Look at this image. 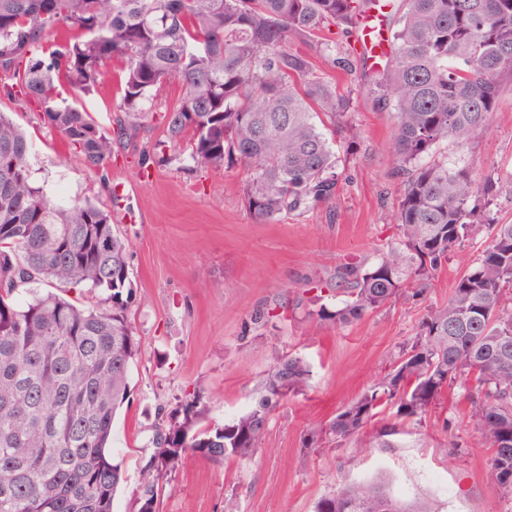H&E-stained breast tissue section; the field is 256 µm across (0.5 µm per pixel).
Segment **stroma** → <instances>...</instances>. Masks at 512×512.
<instances>
[{
    "label": "stroma",
    "instance_id": "35a3bbf8",
    "mask_svg": "<svg viewBox=\"0 0 512 512\" xmlns=\"http://www.w3.org/2000/svg\"><path fill=\"white\" fill-rule=\"evenodd\" d=\"M313 63L338 82L360 138L351 144L336 135L341 177L332 203L269 224L256 223L244 204L239 161L220 172L140 166L142 153L163 138L161 115L177 102V86L161 89L140 139L118 149L103 175L87 170L35 107L0 97V110L31 137L32 178L47 197L113 207V189L124 193L114 218L130 245L129 318L140 355L113 423L110 454L125 476L113 512H133L152 439L186 400L205 409V423L230 421L254 406L265 371L286 356L308 364V386L272 413L252 460L188 458L169 475L159 512H315L344 483L371 478L389 482L404 500H428L436 512H512L460 389L445 393L421 420L397 424L383 414L356 438L339 442L327 434L336 413L387 373L427 309L447 301L486 235L455 250L424 297L399 299L344 328L308 322L300 304L311 298L313 283L334 277L346 262H377L393 241L401 192L390 153L392 112L377 108L360 72L344 74L319 56ZM121 76L120 61H109L94 92L76 95L63 85L59 100L79 102L110 127ZM444 153L449 167L470 166L479 179L512 171V77L488 128ZM261 309L274 313L272 324L253 323ZM315 431L322 440L312 441Z\"/></svg>",
    "mask_w": 512,
    "mask_h": 512
}]
</instances>
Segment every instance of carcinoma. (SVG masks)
I'll list each match as a JSON object with an SVG mask.
<instances>
[{"mask_svg": "<svg viewBox=\"0 0 512 512\" xmlns=\"http://www.w3.org/2000/svg\"><path fill=\"white\" fill-rule=\"evenodd\" d=\"M371 18L388 33L389 49L364 78L378 108L394 111L391 148L403 175L396 238L378 262L344 264L317 285L342 299L306 310L307 319L346 327L417 297L478 230L489 242L329 433L350 439L384 410L418 419L457 387L491 449V476L512 501V224L498 223L488 200L492 191L512 195V173L493 172L481 185L465 166L423 161L488 128L502 78L512 76V0H0V87L34 103L84 166L102 173L115 147L138 137L161 87L175 83L180 97L162 115L159 160L187 159L202 171L240 161L245 205L267 223L335 198V134L350 107L290 43L304 39L345 67L357 50L326 31L351 37ZM55 31L68 37L47 42ZM111 58L124 69L120 109L105 129L78 104H60L54 89L91 93ZM30 149L26 131L0 112V512H113L124 477L110 459L112 424L140 353L129 319L130 246L104 207L48 199L32 180ZM45 282L101 291L104 305L80 307L40 291ZM308 378L303 359H279L254 407L223 425H200L203 410L184 403L182 419L154 440L137 512H158L164 476L189 457L252 459L272 412ZM316 512L432 508L382 481L357 480Z\"/></svg>", "mask_w": 512, "mask_h": 512, "instance_id": "1", "label": "carcinoma"}]
</instances>
